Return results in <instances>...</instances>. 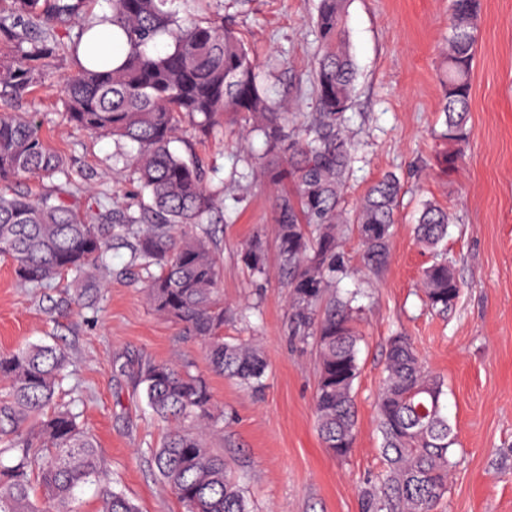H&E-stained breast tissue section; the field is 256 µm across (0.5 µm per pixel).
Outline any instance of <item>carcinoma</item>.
<instances>
[{"label":"carcinoma","instance_id":"carcinoma-1","mask_svg":"<svg viewBox=\"0 0 512 512\" xmlns=\"http://www.w3.org/2000/svg\"><path fill=\"white\" fill-rule=\"evenodd\" d=\"M96 0H0V42L12 55L0 59L2 98H18L42 83L50 59L62 51L78 57L92 27ZM348 0H319L314 24L319 44L312 72L317 112L288 132L290 104L274 98L260 64L239 32L224 19L223 0H112V26L124 57L76 62L64 82L65 117L93 135H112L134 146L130 166L148 201L115 213L89 206L33 121L0 113V255L16 278L44 287L67 275L89 277L107 264L112 235H132L134 259L151 267L153 310L201 340L212 369L258 388L266 363L258 348L224 340V307L217 301L220 267L196 226L212 209L197 157L171 149L181 123L204 133L217 123L237 126L241 139L263 138L257 175L279 187L275 219L278 258L293 288L295 329L317 350L315 414L324 448L346 455L357 433L354 384L360 375L361 335L353 316L356 295L336 296L347 269L338 225H358L365 265L379 270L389 258L402 192L386 174L344 208L353 154L347 130L357 80L350 46ZM481 0H452L448 70L443 87L448 150L437 164L458 167L470 129L471 73ZM67 41H59V29ZM76 33H71V30ZM170 43L158 48L157 38ZM23 178L54 179L45 194L16 188ZM450 213L427 204L415 227L417 243L432 252L448 235ZM249 267L265 274L264 250L251 245ZM425 305L445 315L460 295L447 259L423 274ZM68 357L55 345L35 344L0 353V512H78L77 492L98 486V512H139L106 478L96 443L77 415L56 402ZM146 404L170 422L151 462L183 512H250L224 458L206 442L201 426L217 425L218 411L205 378L176 365L148 360L138 367ZM444 383L428 371L409 338L389 339L385 375L377 397L378 428L386 470L361 493V512H437L448 493L450 448L456 436L444 413Z\"/></svg>","mask_w":512,"mask_h":512}]
</instances>
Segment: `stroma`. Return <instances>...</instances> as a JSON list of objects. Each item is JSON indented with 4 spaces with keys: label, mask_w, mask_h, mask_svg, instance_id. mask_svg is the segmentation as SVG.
I'll use <instances>...</instances> for the list:
<instances>
[{
    "label": "stroma",
    "mask_w": 512,
    "mask_h": 512,
    "mask_svg": "<svg viewBox=\"0 0 512 512\" xmlns=\"http://www.w3.org/2000/svg\"><path fill=\"white\" fill-rule=\"evenodd\" d=\"M317 3L245 0L233 10L238 31L263 64L265 85L304 115L316 110L309 72L318 45ZM450 13L451 0H350L348 6L359 75L347 112L355 160L346 200L355 203L389 172L406 193L382 270L365 267L357 225L342 228L348 274L338 291H359L362 336L354 386L358 434L345 457L329 453L318 436L315 350L293 328L292 290L277 255L274 191L246 166L248 153L262 152L261 139L245 143L219 125L180 133L204 165L214 202L203 226L222 266L224 338L261 348L268 369L260 392L212 373L204 345L153 311L129 240H114L108 266L93 272L92 309L78 304L71 279L25 286L0 257V351L43 341L66 352L62 399L96 440L114 488L140 512H182L151 464L149 451L167 424L152 414L138 384L137 367L149 359L207 377L224 419L206 439L223 455L252 512H360L361 490L384 469L375 401L387 341L399 333L444 380V412L457 436L448 493L437 512H512V0H482L470 140L463 163L446 175L437 166L443 146L433 131L444 119ZM73 69L69 57L53 58L43 85L11 109L37 121L74 182L124 210L137 184L115 161L117 144L90 137L63 116L60 90ZM428 202L453 215L448 241L436 254L422 250L413 233ZM256 238L265 247L260 277L246 259ZM438 256L451 261L462 283L445 316L430 313L418 291L423 269Z\"/></svg>",
    "instance_id": "35a3bbf8"
}]
</instances>
